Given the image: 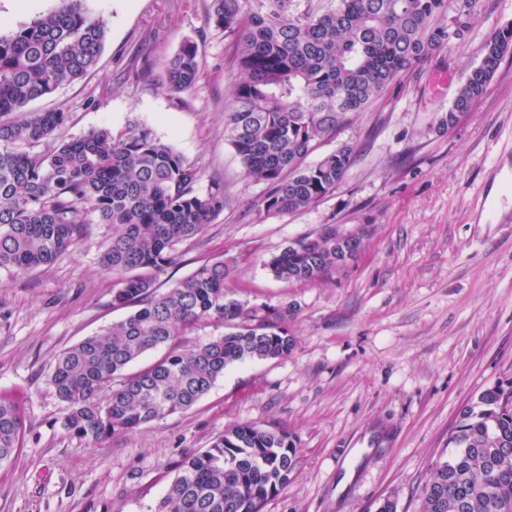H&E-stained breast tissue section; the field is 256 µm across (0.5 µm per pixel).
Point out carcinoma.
<instances>
[{"instance_id": "1", "label": "carcinoma", "mask_w": 512, "mask_h": 512, "mask_svg": "<svg viewBox=\"0 0 512 512\" xmlns=\"http://www.w3.org/2000/svg\"><path fill=\"white\" fill-rule=\"evenodd\" d=\"M86 0L57 6L0 35V268L25 273L56 262L91 224L112 226L99 257L116 276L112 304L124 319L64 351L50 376L65 403L62 427L99 442L195 405L244 359L287 356L294 340L290 308L245 306L226 297L224 260L204 264L163 293L157 275L176 261V246L224 212V186L196 189L202 174L145 127L107 128L64 140L69 112L26 107L96 67L106 38ZM479 0H210L206 23L232 37L244 77L224 113V138L245 173L267 185L263 209L290 213L336 189L353 148L341 146L313 165L316 143L336 136L395 78L464 39ZM512 29L487 41L448 109V125L482 97ZM197 45L185 40L167 69L172 93L194 89ZM300 238L272 256L278 279L319 281L346 261L336 228ZM222 322L227 331L191 348L173 349L149 367L126 368L168 344L181 330ZM25 420L0 397V465L22 442ZM295 439L283 429L237 424L186 458L158 512H262L297 464ZM419 512H512V382L482 391L461 411L420 494Z\"/></svg>"}]
</instances>
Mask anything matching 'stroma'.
Here are the masks:
<instances>
[{"label":"stroma","instance_id":"1","mask_svg":"<svg viewBox=\"0 0 512 512\" xmlns=\"http://www.w3.org/2000/svg\"><path fill=\"white\" fill-rule=\"evenodd\" d=\"M56 4L0 0V33ZM209 4L87 0L107 27L96 68L29 108L65 106V139L138 122L201 168L199 189L223 184L224 211L180 246L156 285L229 261L228 298L292 308L293 349L229 366L190 409L91 443L61 427L64 404L49 378L65 350L128 314L113 306V277L98 264L111 228L91 225L50 266L0 269V397L26 423L14 460L0 467V512H156L181 459L241 423L285 429L299 450L262 512H376L387 497L397 512H418L462 408L512 381V52L472 110L442 123L486 41L512 25V0H479L464 41L395 79L321 141L307 163L345 144L354 162L336 189L288 214L263 210L266 186L224 139L240 66L234 40L207 25ZM187 39L200 77L173 94L166 69ZM441 71L453 76L443 91L434 86ZM498 182L506 189L495 197ZM487 196L499 223L486 220ZM328 226L361 235L360 252L323 282L274 277L271 256Z\"/></svg>","mask_w":512,"mask_h":512}]
</instances>
